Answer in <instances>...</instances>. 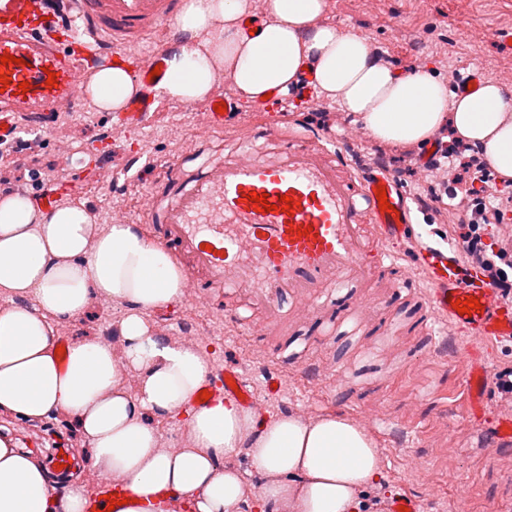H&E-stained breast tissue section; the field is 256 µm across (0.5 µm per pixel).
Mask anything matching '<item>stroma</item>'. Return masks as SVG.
Returning <instances> with one entry per match:
<instances>
[{
    "label": "stroma",
    "mask_w": 512,
    "mask_h": 512,
    "mask_svg": "<svg viewBox=\"0 0 512 512\" xmlns=\"http://www.w3.org/2000/svg\"><path fill=\"white\" fill-rule=\"evenodd\" d=\"M329 23L342 31L365 36L381 57L400 71L432 69L441 77L479 72L482 78L512 83V55L503 52L497 35L512 31V0H329ZM287 104L275 114L256 110L237 101L236 111L246 124L268 120L280 125L302 124L311 133L329 131L337 140L350 141L362 156L384 154L396 170L409 198L434 193L446 171L420 169L415 150H379L368 138L362 122L351 121L336 101L318 98L316 107L302 99L300 87L286 96ZM201 106H186L162 99L158 116L150 126L116 134L115 148L138 157L136 167L125 173L104 167L87 173L91 144L103 139L110 128L105 113L93 105L83 111L63 113L56 126L23 132L35 139L37 152L23 164L0 171L15 184L28 180V171L39 168L50 174L66 172L77 179L76 201L86 203L99 224L110 223L114 206H124L126 221L145 224V198L162 164L207 136L210 150L224 146L220 132L203 133L198 116ZM125 316L123 307L105 299L95 300L75 320L59 325L63 339H98L117 335ZM393 308L381 305L375 312L371 334L347 335L338 327L314 344L313 359L326 366L322 379L311 380L303 372H279V392L270 393L268 376L277 372L269 353L253 343L252 329L226 324L213 308L188 298L152 311V325L166 324L168 338L181 339L184 325L194 327L198 350L213 363L237 365L255 392L254 408L263 417L300 414L307 417L325 411L344 410L378 439L386 480L382 488L364 495L366 512H385L397 496L418 500L422 512H512V455L479 446L477 427H493L501 401L488 397L481 423L465 410L459 390L465 375L455 358L440 359L422 347L423 332L393 322ZM350 378L356 389L368 390L361 401L340 405L341 378ZM26 444L39 438L44 445L72 447L77 429L65 416L31 424L0 415V435Z\"/></svg>",
    "instance_id": "stroma-1"
}]
</instances>
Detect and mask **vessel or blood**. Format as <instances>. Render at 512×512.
Here are the masks:
<instances>
[{"instance_id":"vessel-or-blood-1","label":"vessel or blood","mask_w":512,"mask_h":512,"mask_svg":"<svg viewBox=\"0 0 512 512\" xmlns=\"http://www.w3.org/2000/svg\"><path fill=\"white\" fill-rule=\"evenodd\" d=\"M181 0H9L0 7V64L10 77L0 93V146L16 141L22 125L55 124L60 108L76 111L90 77L111 64L131 66L135 76L158 84L160 54L140 60L133 48L178 13ZM56 86H47L48 73ZM26 92H19L20 82ZM207 130H223L222 154L205 156L203 147L171 158L163 179L147 199L148 222L155 242L180 260L189 294L211 303L218 289L226 296L224 319L242 322V310L260 313L254 338L263 346L266 334L283 335L274 364L318 376L309 358L308 339L350 308L371 310L374 299L353 294L354 285L386 282L391 299L424 326L441 324L469 336L472 346L460 363L467 374L464 388L470 404L482 403L499 381L481 368L482 349L490 342L512 341V302L495 280L475 264L463 243H435L417 250L392 251L417 215L396 178L387 171L357 168L331 136L298 134L276 124L244 129L225 114L206 107ZM155 117L153 101H131L113 113L114 129L144 126ZM385 187L391 211L375 196ZM71 186L47 183L35 190L44 209L55 207ZM264 193L273 211L260 212L249 192ZM293 197L291 213L278 211L281 197ZM476 297L478 309L459 314L456 300ZM212 399L239 395L250 405L254 391L231 365L215 368L204 385ZM130 495L127 482L107 477L97 484L86 512H106L111 500Z\"/></svg>"}]
</instances>
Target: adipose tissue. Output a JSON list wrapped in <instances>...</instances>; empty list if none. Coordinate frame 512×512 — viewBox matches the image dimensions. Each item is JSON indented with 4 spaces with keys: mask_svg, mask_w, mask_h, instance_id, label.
Segmentation results:
<instances>
[{
    "mask_svg": "<svg viewBox=\"0 0 512 512\" xmlns=\"http://www.w3.org/2000/svg\"><path fill=\"white\" fill-rule=\"evenodd\" d=\"M328 9L329 0H184L155 91L197 105L227 86L257 102L309 72L317 93L362 121L377 146L413 149L446 128L512 182V86L491 80L452 94L433 71L395 72L366 37L327 22ZM85 92L98 110L121 112L143 86L109 66ZM185 288L171 253L139 225H99L82 203L46 212L29 196L1 197L0 293L30 294L36 305L0 311V414L72 418L95 465L128 482L126 512H178L188 497L197 512H238L249 502L257 512H359L384 474L378 440L356 419L333 411L263 419L227 398L192 408L211 364L198 350L158 341L147 320ZM97 297L126 307L122 346L77 340L59 358V324ZM183 410L190 445L171 452L155 421ZM242 449L258 485L217 464ZM87 500L77 483L58 493L40 457L0 436V512H84Z\"/></svg>",
    "mask_w": 512,
    "mask_h": 512,
    "instance_id": "1",
    "label": "adipose tissue"
}]
</instances>
